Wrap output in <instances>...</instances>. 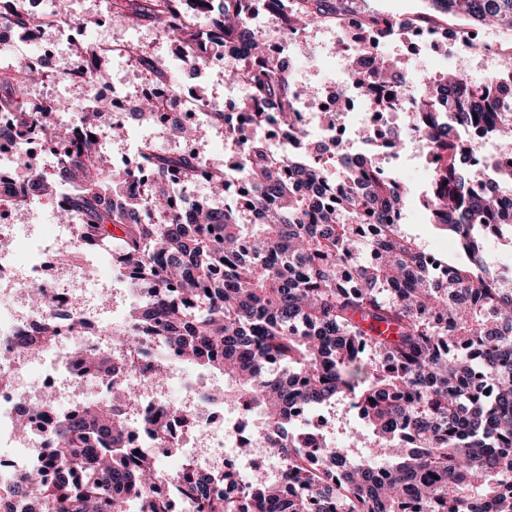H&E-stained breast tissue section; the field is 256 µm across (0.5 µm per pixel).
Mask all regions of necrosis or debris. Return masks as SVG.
Returning a JSON list of instances; mask_svg holds the SVG:
<instances>
[{
    "instance_id": "4bbe7bcc",
    "label": "necrosis or debris",
    "mask_w": 512,
    "mask_h": 512,
    "mask_svg": "<svg viewBox=\"0 0 512 512\" xmlns=\"http://www.w3.org/2000/svg\"><path fill=\"white\" fill-rule=\"evenodd\" d=\"M394 22L407 40L432 48L461 42L470 31L468 24L453 16H398ZM0 56L23 59L28 66L47 73L57 70L56 53L42 33H35L22 47L17 43L16 31L7 24H0ZM61 72L64 81L88 87L93 100L115 103V114L123 124L132 122L136 99L117 90L111 79L92 80L88 69L82 66ZM396 95L397 105L390 112H354L355 102L362 98L361 90L342 74L321 87L314 99L315 105L332 113L331 127L318 126L317 113L307 109H300L298 116L309 134L320 135L329 144V157L338 160L344 148L342 126L349 117L357 127L373 130L376 145H385L391 123L399 115L411 113L410 88L397 86ZM160 98L165 106L153 123L162 130L173 124L207 123L214 112L212 105L201 104L193 94L172 97L164 92ZM28 159V149L18 145L12 136L8 116L1 115L0 193H25L23 172ZM42 225V219L36 217L22 223L14 219L0 222V485L24 474L53 446L46 416L32 418L27 432L19 433L17 424L25 407L48 397L59 412L79 413L83 407L81 395L90 378L82 360L97 349L100 337L113 332L99 307L100 296L109 289L108 283L95 274L102 249L86 246L76 224L52 225L45 236L40 233ZM74 250L81 251L82 260L62 263V254ZM33 288L55 296L51 310L30 304L28 294ZM47 323L55 331L52 341L37 353L19 354L18 341L34 335ZM144 387L148 396L136 402V414L127 432L133 447L148 449L155 457L167 455L173 448H193L216 472L242 465L247 472L278 477L280 462L272 449L260 443L246 412H239L229 423L223 400L210 401L202 410L183 401L168 434L157 436L147 422L156 413L159 399L167 398L169 387L163 380L145 381ZM241 446L249 447L248 456L238 455Z\"/></svg>"
}]
</instances>
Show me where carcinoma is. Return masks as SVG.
<instances>
[{"mask_svg":"<svg viewBox=\"0 0 512 512\" xmlns=\"http://www.w3.org/2000/svg\"><path fill=\"white\" fill-rule=\"evenodd\" d=\"M112 23L146 25L176 44L188 65L249 39L224 60V77L242 83L239 101L249 130L231 129L230 166L200 151L178 153L142 143L123 171L90 136L102 131L111 106L101 101L62 126L65 105H33L22 97L42 74L19 62L0 69V113L14 116L15 135L60 144L51 172H27L32 190L57 202L59 220L76 219L82 240L110 249L131 274L141 304L130 318L151 336L130 333L90 362L112 363L121 349L142 352L140 370L167 375L166 354L224 374V400L264 418L260 440L281 460L280 480L258 474L219 478L190 459L167 477L169 492L194 512H512V276L487 257L491 232L512 243V156L487 146L512 135V73L472 83L461 66L421 78L412 122L428 134L433 166L424 205L452 233L465 260L446 274L421 245L396 229L406 189L381 172L375 155L346 158L332 177L311 159L326 146L300 126L289 64L269 35L254 36L259 5L280 19L287 38L353 10L355 0H109ZM431 10L475 27L512 30V0H430ZM23 38L48 20L24 0H0V23ZM392 21L369 17L368 36H395ZM344 71L367 87L376 112L405 82L404 67L368 53L355 38ZM91 75H107L105 58L89 44L75 55ZM134 60L153 84L178 77L139 48ZM163 103L139 101L142 122ZM203 177L210 197L192 193ZM378 226L379 234L362 231ZM138 386L112 390L130 405ZM357 409L368 433H346L347 445L372 449L347 462L345 447L324 441L314 463L305 438L288 433L299 406ZM171 406L150 420L168 427ZM129 422L89 399L76 415H60L55 446L12 485L8 499L24 512H125L124 490L139 512H171L169 497L152 492L154 461L127 445Z\"/></svg>","mask_w":512,"mask_h":512,"instance_id":"carcinoma-1","label":"carcinoma"}]
</instances>
